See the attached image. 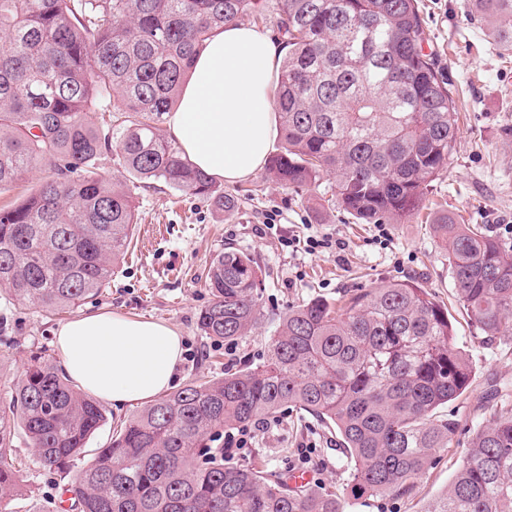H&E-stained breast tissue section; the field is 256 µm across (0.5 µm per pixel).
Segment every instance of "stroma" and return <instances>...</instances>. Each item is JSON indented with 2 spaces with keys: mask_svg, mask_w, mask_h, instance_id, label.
<instances>
[{
  "mask_svg": "<svg viewBox=\"0 0 512 512\" xmlns=\"http://www.w3.org/2000/svg\"><path fill=\"white\" fill-rule=\"evenodd\" d=\"M474 0H420L425 49L451 74L460 114L448 174L433 182L427 197L434 206L405 224H351L325 196L294 193L256 172L247 180L225 185L235 199L232 209L218 212L206 200L165 187L140 190L138 222L124 259L115 267L109 287L85 299L80 307L48 314L15 304L0 284V399L31 358L60 356L54 331L88 311H107L159 321L184 337L187 353L180 384L222 375L225 368L259 364L276 316L320 296L332 301L356 289L389 280H414L448 308L455 343L470 355L474 376L468 391L440 408L456 430L436 461L397 497L363 496L345 502V512H424L462 465L473 431L499 406L512 405V335L486 345L456 301L448 251L431 224L435 212L459 224H480L503 244L512 246V51L490 37L489 20L476 13ZM266 235H258L259 225ZM313 235L343 242V249L306 252L287 245L288 236ZM250 254L262 270L263 317L234 343L202 335L197 317L212 301L205 284L211 260L225 246ZM277 425L257 431L247 458L261 457L281 473L304 467L301 444H314L309 467L314 488L342 494L348 481L336 436L307 413L289 408ZM14 446L22 467L19 478L40 504L59 500L63 474L36 468L23 434Z\"/></svg>",
  "mask_w": 512,
  "mask_h": 512,
  "instance_id": "35a3bbf8",
  "label": "stroma"
}]
</instances>
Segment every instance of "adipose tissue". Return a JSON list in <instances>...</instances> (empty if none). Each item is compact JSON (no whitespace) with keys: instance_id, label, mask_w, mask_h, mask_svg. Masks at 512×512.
Masks as SVG:
<instances>
[{"instance_id":"ef3b65f1","label":"adipose tissue","mask_w":512,"mask_h":512,"mask_svg":"<svg viewBox=\"0 0 512 512\" xmlns=\"http://www.w3.org/2000/svg\"><path fill=\"white\" fill-rule=\"evenodd\" d=\"M282 58L269 35L238 22L207 40L167 115L170 138L194 165L232 184L264 164L277 129L271 88ZM55 346L67 376L116 407L162 396L184 355L183 337L167 324L106 311L59 325Z\"/></svg>"}]
</instances>
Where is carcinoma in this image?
Masks as SVG:
<instances>
[{
  "instance_id": "obj_1",
  "label": "carcinoma",
  "mask_w": 512,
  "mask_h": 512,
  "mask_svg": "<svg viewBox=\"0 0 512 512\" xmlns=\"http://www.w3.org/2000/svg\"><path fill=\"white\" fill-rule=\"evenodd\" d=\"M512 47V0H475ZM275 11L288 47L273 94L281 148L266 177L294 192L334 179L357 224H401L448 172L457 134L451 80L425 42L419 0H0V192L35 166L48 179L0 208V283L21 305L80 306L112 280L137 224L134 198L161 183L220 211L224 187L160 133L194 57L224 24ZM118 158L121 170L107 163ZM459 307L483 343L512 334V250L438 215ZM261 270L227 247L210 263L198 327L215 340L262 318ZM448 308L412 281L340 305L288 309L266 359L192 381L133 415L75 474L70 512H344L264 466L214 448L220 431L295 407L336 431L351 497L403 494L448 447L436 410L470 387ZM105 412L39 356L0 402V505L21 495L13 437L40 468L70 472ZM426 512H512V408L477 425L466 460Z\"/></svg>"
}]
</instances>
